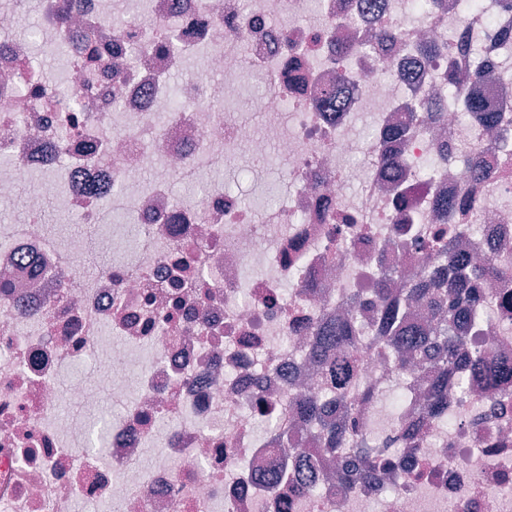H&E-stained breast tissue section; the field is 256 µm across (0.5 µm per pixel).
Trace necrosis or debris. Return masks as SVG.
<instances>
[{"instance_id":"1","label":"necrosis or debris","mask_w":512,"mask_h":512,"mask_svg":"<svg viewBox=\"0 0 512 512\" xmlns=\"http://www.w3.org/2000/svg\"><path fill=\"white\" fill-rule=\"evenodd\" d=\"M415 2L318 0L311 14L306 0H147L152 26L119 28L105 0H74L61 88L47 84L32 42L59 40L65 0H42L33 40L13 36L16 9H0V199L36 170L54 174L29 197L27 223L0 225V512H73L79 498L113 512H512L502 485L512 478V395L453 394L454 428L431 425L409 446L391 425L397 469L348 493L334 478L297 497L256 482L289 449L312 448L295 405L321 390L306 364L319 318L347 313L380 268L415 274L414 243L442 223L445 204L463 228L460 256L512 263V140L458 107L434 122L426 105L450 74L461 98L502 105L512 0ZM428 42L440 52L417 56ZM202 48L206 66L173 108L168 78ZM247 59L273 87L257 125L211 105L218 91L238 98ZM330 92L342 111H323ZM272 152L288 162L278 206L251 208L220 184L173 205V179ZM97 181L120 189L139 232L91 275L87 239L57 241L40 214L52 193L85 223H103ZM251 267L261 274L244 282ZM504 288L512 279L489 278L476 329L511 364L512 321L496 301ZM87 360L95 383L64 379ZM107 401L120 412L106 456L76 449L88 425L59 418V407ZM265 421L284 447L259 437ZM159 439L164 461L140 468Z\"/></svg>"}]
</instances>
